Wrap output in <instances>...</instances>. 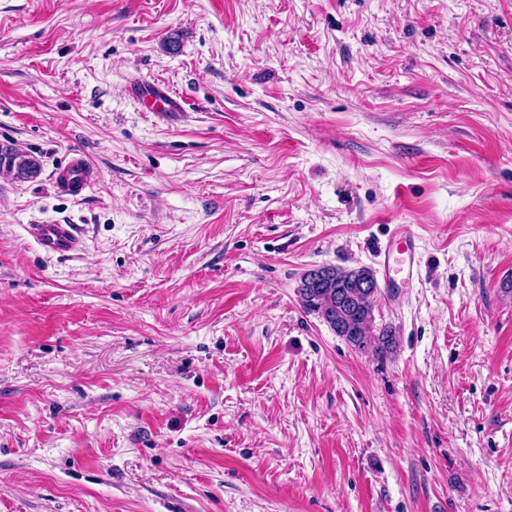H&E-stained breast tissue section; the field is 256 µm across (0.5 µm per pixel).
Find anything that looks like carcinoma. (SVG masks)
Returning a JSON list of instances; mask_svg holds the SVG:
<instances>
[{
  "instance_id": "1",
  "label": "carcinoma",
  "mask_w": 512,
  "mask_h": 512,
  "mask_svg": "<svg viewBox=\"0 0 512 512\" xmlns=\"http://www.w3.org/2000/svg\"><path fill=\"white\" fill-rule=\"evenodd\" d=\"M8 169L31 176L37 173L38 163L21 154L8 157ZM303 309L322 319L330 329L351 347L372 349L377 359H384L395 345L392 331L384 328L374 333L376 295L363 294L351 280L341 288H300L297 290Z\"/></svg>"
}]
</instances>
